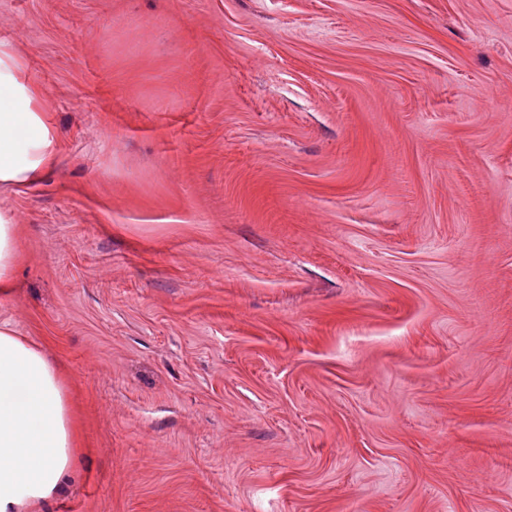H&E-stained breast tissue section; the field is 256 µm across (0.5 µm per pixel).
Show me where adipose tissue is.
Instances as JSON below:
<instances>
[{
    "instance_id": "adipose-tissue-1",
    "label": "adipose tissue",
    "mask_w": 512,
    "mask_h": 512,
    "mask_svg": "<svg viewBox=\"0 0 512 512\" xmlns=\"http://www.w3.org/2000/svg\"><path fill=\"white\" fill-rule=\"evenodd\" d=\"M57 127L25 59L0 43V187L23 190L58 163ZM14 216L0 211V291L18 265ZM77 431L61 371L42 350L0 326V512H37L63 494Z\"/></svg>"
}]
</instances>
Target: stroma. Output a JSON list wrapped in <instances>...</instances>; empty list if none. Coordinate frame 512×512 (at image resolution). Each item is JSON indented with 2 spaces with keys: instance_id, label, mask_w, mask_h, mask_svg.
<instances>
[{
  "instance_id": "1",
  "label": "stroma",
  "mask_w": 512,
  "mask_h": 512,
  "mask_svg": "<svg viewBox=\"0 0 512 512\" xmlns=\"http://www.w3.org/2000/svg\"><path fill=\"white\" fill-rule=\"evenodd\" d=\"M60 131L0 324L47 512H512V0H0ZM76 435L57 364L0 326V512H41L66 491Z\"/></svg>"
}]
</instances>
